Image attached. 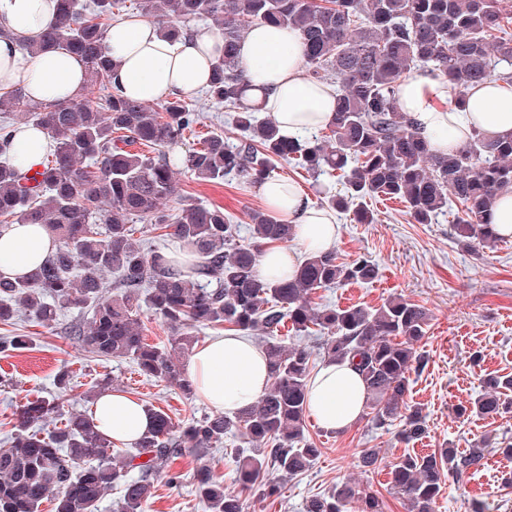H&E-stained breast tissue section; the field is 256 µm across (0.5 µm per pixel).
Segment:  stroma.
I'll list each match as a JSON object with an SVG mask.
<instances>
[{
    "label": "stroma",
    "instance_id": "1",
    "mask_svg": "<svg viewBox=\"0 0 512 512\" xmlns=\"http://www.w3.org/2000/svg\"><path fill=\"white\" fill-rule=\"evenodd\" d=\"M175 179L179 195L169 203L173 209L187 202L216 204L246 225L251 213L265 206L254 184L242 179L205 182L185 169ZM369 207L374 214L369 224L356 223L349 212L337 214L335 250L344 261L371 257L379 267L378 278L318 291L315 300L329 306L377 307L401 296L427 308L428 333L419 347L426 366L411 375L407 396L408 404L420 408L427 432L421 440L405 445L397 440L403 426L399 420L378 428L363 417L336 433L305 417L304 432L319 450L312 466L282 481L277 495L245 496V512H305L310 498L331 492L345 479L381 497L386 512H405L390 484V467L399 457L440 448L462 451L484 438L492 442L490 452L461 480L444 482L435 512H470L476 500L485 504L486 512H512V488L506 484L512 477V413L462 416L457 412L480 394L486 375L512 376V238L479 258L453 237L456 207H449L432 224L413 223L398 201L376 198ZM79 319L78 313L68 312L48 328L33 320L19 322L31 345L0 352L1 447L14 428L20 405L56 394L54 380L63 369L71 373L74 389L53 414L50 423L54 426L71 411L92 412L85 393L104 378L111 379L113 389L163 410L176 424L208 414V406L199 398H185L168 383L146 377L132 359L97 357L81 341L67 336V327ZM476 351L482 355L477 364L471 361ZM242 446V438L235 434L225 438L221 448L204 454L186 450L173 464L180 474L179 484L155 480L144 512H209L193 481L202 463L223 478L226 491L239 492L231 456ZM366 450L377 452L376 467L362 466L360 456Z\"/></svg>",
    "mask_w": 512,
    "mask_h": 512
}]
</instances>
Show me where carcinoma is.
I'll list each match as a JSON object with an SVG mask.
<instances>
[{
	"label": "carcinoma",
	"instance_id": "1",
	"mask_svg": "<svg viewBox=\"0 0 512 512\" xmlns=\"http://www.w3.org/2000/svg\"><path fill=\"white\" fill-rule=\"evenodd\" d=\"M126 2L58 0L55 25L25 46L31 56L62 47L79 58L87 77L81 99L32 107L22 86L0 92V112L23 113L56 143L51 160L34 176L13 163L15 129L0 125V228L45 224L57 240L55 252L30 275L0 277V324L25 315L49 326L64 311H85L89 320L73 324L71 332L92 352L130 358L144 375L189 397L194 389L172 352L190 354L201 326L259 332L271 383L249 409L209 414L184 427L151 408L153 427L120 457L85 412H71L62 426L41 434L59 404L55 398L28 401L17 411L16 433L0 448V512H38L49 498L54 512H97L114 487L121 493L117 512H144L157 475L165 474L170 485L179 482L171 464L183 454L184 442L205 452L237 433L250 445L233 456L242 489L269 494L276 489L269 471L284 478L304 473L318 453L302 425L313 366L306 348L278 340L288 324L298 336L320 334L324 358L348 361L360 372L376 425L399 418V440L420 439L426 432L421 412L407 406L405 397L411 373L426 365L418 353L430 320L423 306L396 297L378 308L321 309L312 301L317 290L374 280V261L363 255L341 262L330 249L306 255L292 279L269 281L256 273L261 249L293 241L292 225L254 211L252 243L244 245L240 225L223 207L187 203L174 212L166 203L179 194V169L201 181L237 176L259 182L282 158L314 177L342 172L343 191L326 197L324 208L351 211L370 224L368 201L383 197L404 203L412 222L431 224L456 202V241L477 256L495 247L502 238L487 216L498 192L512 187V138L488 140L476 131L464 147L437 155L399 110L397 92L414 70L446 80L457 107L469 87L512 84V37L499 36L512 0H138L144 16L161 21L167 38L188 35L190 23L200 19L214 21L224 36L205 100L229 114L239 136L230 143L210 135L184 155L168 149L199 124V103L173 96L156 112L112 83L105 40ZM261 24L297 31L308 76L339 87L335 116L324 132L285 138L273 120L259 118L238 50L249 29ZM142 146L159 155L140 151ZM98 205L105 206L101 225L93 222ZM136 220L192 247L199 255L194 270L183 271L164 251L135 239ZM112 274L113 283L107 281ZM144 307L171 328V350L145 342ZM482 387L460 413L512 412V401L502 398L512 390V378L486 377ZM488 445L484 439L466 452L441 448L401 456L391 484L406 512H434L444 477L460 479L478 467ZM195 479L209 512H244L241 495L224 491L209 466H199ZM306 512L383 507L346 481L311 498Z\"/></svg>",
	"mask_w": 512,
	"mask_h": 512
}]
</instances>
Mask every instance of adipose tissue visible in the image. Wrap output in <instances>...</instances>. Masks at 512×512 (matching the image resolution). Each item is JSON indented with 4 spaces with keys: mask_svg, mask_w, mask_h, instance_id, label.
<instances>
[{
    "mask_svg": "<svg viewBox=\"0 0 512 512\" xmlns=\"http://www.w3.org/2000/svg\"><path fill=\"white\" fill-rule=\"evenodd\" d=\"M56 0H0V25L10 38L0 39V89L24 86L36 103L76 99L83 92V63L62 48L27 57L23 46L51 25ZM106 43L113 59L112 77L122 95L152 103L163 97L190 95L207 87L222 52L223 38L202 26L193 37L170 40L152 20L134 17L112 24ZM239 60L246 80L256 88L260 105L283 134L316 131L333 118L336 90L306 74L305 56L296 31L258 25L241 43ZM446 81L427 72L409 77L399 88L398 106L418 133L439 154L460 148L473 131L497 140L512 135V85L494 82L469 90L465 107L445 105ZM55 145L45 130L19 126L15 148L23 169L38 168ZM268 208L285 217L295 229V248L267 249L258 265L261 277L292 279L299 268L298 252L331 249L337 237L336 218L312 207L306 191L277 178L258 183ZM56 240L40 224H11L0 229V275L25 276L54 251ZM185 375L197 397L216 411L237 412L257 401L270 384L264 350L249 336L227 332L196 346ZM366 387L349 362L325 361L308 386L307 410L322 427L340 431L362 414ZM102 434L127 444L137 441L152 425L143 404L115 392H102L95 403Z\"/></svg>",
    "mask_w": 512,
    "mask_h": 512,
    "instance_id": "1",
    "label": "adipose tissue"
}]
</instances>
